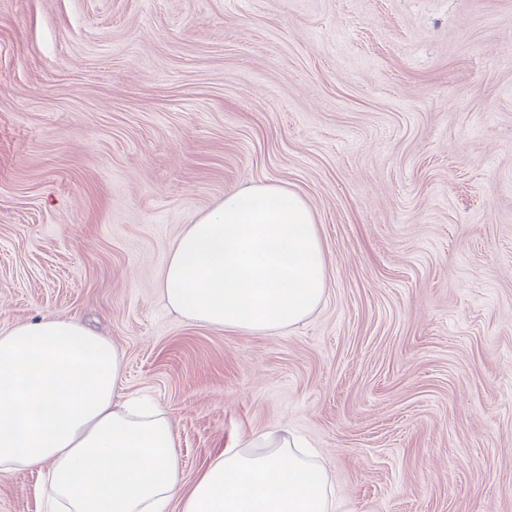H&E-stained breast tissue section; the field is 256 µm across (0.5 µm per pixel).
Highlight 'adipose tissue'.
Instances as JSON below:
<instances>
[{
    "mask_svg": "<svg viewBox=\"0 0 512 512\" xmlns=\"http://www.w3.org/2000/svg\"><path fill=\"white\" fill-rule=\"evenodd\" d=\"M329 264L305 198L251 183L184 225L160 294L195 324L271 336L316 310ZM122 389L117 347L78 320L0 331V471L48 469L60 512H334L325 471L267 433L184 484L169 420Z\"/></svg>",
    "mask_w": 512,
    "mask_h": 512,
    "instance_id": "1",
    "label": "adipose tissue"
}]
</instances>
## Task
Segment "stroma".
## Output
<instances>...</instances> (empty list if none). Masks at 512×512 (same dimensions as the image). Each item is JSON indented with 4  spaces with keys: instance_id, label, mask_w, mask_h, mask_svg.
Returning a JSON list of instances; mask_svg holds the SVG:
<instances>
[{
    "instance_id": "stroma-1",
    "label": "stroma",
    "mask_w": 512,
    "mask_h": 512,
    "mask_svg": "<svg viewBox=\"0 0 512 512\" xmlns=\"http://www.w3.org/2000/svg\"><path fill=\"white\" fill-rule=\"evenodd\" d=\"M275 181L330 288L273 336L159 293L183 226ZM124 354L183 477L301 437L336 512H512V0H0V331ZM0 472V512H49Z\"/></svg>"
}]
</instances>
